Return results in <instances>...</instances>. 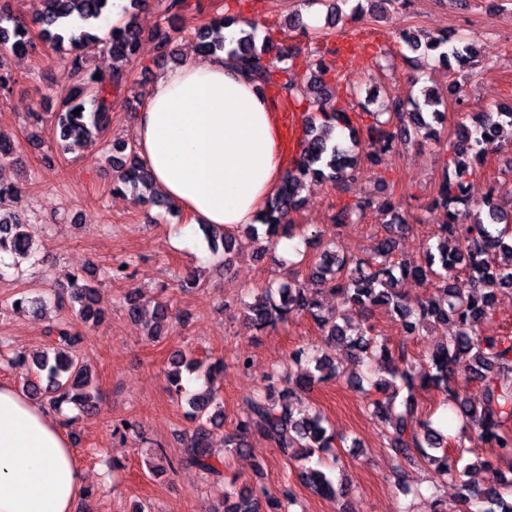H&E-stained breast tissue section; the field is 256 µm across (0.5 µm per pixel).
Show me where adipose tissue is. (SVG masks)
<instances>
[{
  "instance_id": "adipose-tissue-1",
  "label": "adipose tissue",
  "mask_w": 512,
  "mask_h": 512,
  "mask_svg": "<svg viewBox=\"0 0 512 512\" xmlns=\"http://www.w3.org/2000/svg\"><path fill=\"white\" fill-rule=\"evenodd\" d=\"M138 155L157 191L188 223L172 241L196 248L202 224L258 223L284 173L270 93L226 54L166 70L135 115ZM83 476L59 417L14 384L0 383V512H74Z\"/></svg>"
}]
</instances>
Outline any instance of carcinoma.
<instances>
[{"mask_svg": "<svg viewBox=\"0 0 512 512\" xmlns=\"http://www.w3.org/2000/svg\"><path fill=\"white\" fill-rule=\"evenodd\" d=\"M145 0H129L124 8L126 21L102 36L97 21L112 12V0H36L32 17L39 36L56 51L68 55L76 77L75 85L63 98L55 113L49 136L59 150L76 153L99 140L107 130L112 106L128 80L127 66L136 59L141 32L134 23V12ZM189 0H167V26L156 31L154 41L162 57L174 54V43L183 32L179 26L183 13L189 11ZM235 23L229 13L213 18L195 29L200 50L209 55L227 52L239 69L262 87L277 90L278 97L298 107L317 109L305 119L304 142L293 167L284 173L278 191L267 200L261 224L265 226L266 244L257 257L276 248L283 238L294 234L296 225L290 215L297 212L302 199L300 190L308 179L329 182L348 192L360 176V156L375 161L380 156L410 142H440L445 112L443 98L435 92L422 90L418 97L395 100L384 105V112H372V120L363 127L352 124L348 111L355 102L338 108L329 98V79L335 72V61L325 54L312 58V75L299 79L284 64V51H273L271 38L257 39L254 28L242 29L228 42L224 28ZM29 23L13 15L9 0L0 3V90L10 89L11 75L5 72V56L23 54L31 48ZM402 45L411 59L434 60L449 68L471 65L474 45L453 39L448 33L430 35L421 40L415 33L402 37ZM112 55V70L100 74L87 69L86 60L94 51ZM466 65H461V62ZM80 109V114L73 111ZM349 130L346 140L334 137L336 127ZM512 141V108L480 112L474 123L462 125L455 140L449 144L447 172L437 188L434 202L444 205L448 221L440 225L437 245L425 247V262L409 266L389 263L395 251L391 238L380 240L374 254L366 258L336 255L324 247L311 266L310 283L290 280L276 287L268 286L244 306L245 325L256 331L274 329L288 318L306 316L315 322L324 342L342 351L337 361L324 352L311 355L304 348L291 352L288 368L282 370L279 390L269 386L243 398L242 415L234 428L224 433V447L230 453H242L247 437L259 435L266 439L287 461H309L332 447L334 435L328 432L324 416L311 409L299 412L294 407L301 393L314 383L335 380L344 375L343 363L362 366L377 365L389 375L372 379L366 375L356 385L366 398V406L388 432L389 444L395 454L411 467L423 464L435 467L447 481L461 490L459 512H512V479L499 473L485 485L465 480L466 468L460 459L448 454V436L433 426L431 416L421 414L411 398L404 409L396 407L401 390L413 391L415 386L433 388L442 395L461 423V436L477 445L496 449L499 459L512 460V336L487 334L483 325L493 315L499 292H512V206H504L494 194L480 202L468 197L462 176L469 167L484 162L489 151L503 140ZM111 152L120 153L125 161L112 166V189H129L144 206L159 202V193L152 185L149 170L141 163L135 145L118 140L110 144ZM22 190L0 183V255L9 254L26 259L32 254L33 240L26 230V219L18 203ZM373 202L357 196L342 205L334 215V224H355ZM381 211L388 223L403 224L401 202L388 199ZM213 253L224 254V265H230L234 253L236 231L214 234L209 226H201ZM411 276L428 288V295L408 299L399 283ZM338 292L346 304L367 317L378 307L398 316L404 334L420 335L432 320L452 321L456 332L427 355L428 368L415 374L405 352L397 354L387 346L381 335L368 323L341 324L337 318L323 314L321 294ZM67 297L80 305L78 315L87 323L101 320L97 307L98 291L90 282L76 275ZM168 315V303L154 307L153 325L147 336L155 340L161 335ZM83 336L70 321H58L45 332L44 350L30 358L22 351L7 357L8 367L22 380V389L30 396L61 413L73 404L86 412L97 407V395L91 387V372L81 355ZM472 360L464 373L456 370L459 356ZM224 372V358L203 364L183 353L174 355L167 375L169 390L183 394V374H195L208 382ZM189 415L199 422L183 448L179 464L192 466L203 474L224 477V458L210 447L213 429L224 425V404L211 387L190 394ZM301 480L319 496L336 499L344 489L336 487L327 473L313 466L304 468ZM225 512H290L294 497L288 490L272 494L266 487L231 491L226 495Z\"/></svg>", "mask_w": 512, "mask_h": 512, "instance_id": "1", "label": "carcinoma"}]
</instances>
